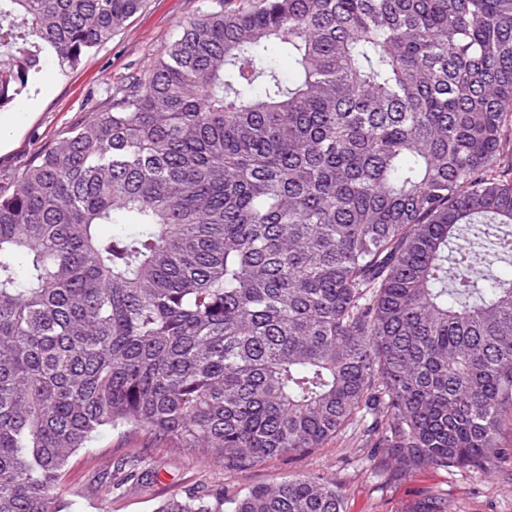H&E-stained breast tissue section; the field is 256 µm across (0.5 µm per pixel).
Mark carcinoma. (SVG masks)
Returning <instances> with one entry per match:
<instances>
[{"label":"carcinoma","mask_w":512,"mask_h":512,"mask_svg":"<svg viewBox=\"0 0 512 512\" xmlns=\"http://www.w3.org/2000/svg\"><path fill=\"white\" fill-rule=\"evenodd\" d=\"M145 3L0 0V108ZM511 138L512 0H207L0 187V512H73L115 429L228 469L352 427L400 474L506 459ZM156 512L345 510L313 474Z\"/></svg>","instance_id":"obj_1"}]
</instances>
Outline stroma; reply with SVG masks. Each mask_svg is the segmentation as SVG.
<instances>
[{
    "label": "stroma",
    "mask_w": 512,
    "mask_h": 512,
    "mask_svg": "<svg viewBox=\"0 0 512 512\" xmlns=\"http://www.w3.org/2000/svg\"><path fill=\"white\" fill-rule=\"evenodd\" d=\"M206 0H148L111 40L89 52L78 68L59 73L47 62L37 92L15 104L20 114L11 147L0 153V182H8L88 113L111 107L109 91L150 67L182 23L197 17ZM381 450L363 448L348 432L301 456L275 457L229 470L188 450L168 448L160 438L106 432L70 463L59 490L75 512H155L172 496L202 485L239 490L320 474L340 483L346 512H420L435 500L445 512H512V460L490 472L423 467L395 476ZM121 491L107 493L109 482Z\"/></svg>",
    "instance_id": "stroma-1"
}]
</instances>
